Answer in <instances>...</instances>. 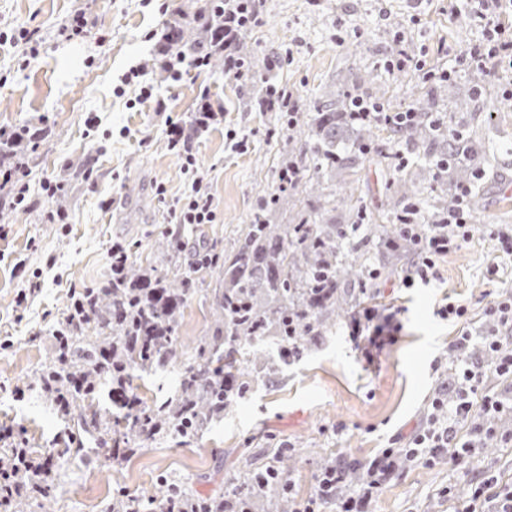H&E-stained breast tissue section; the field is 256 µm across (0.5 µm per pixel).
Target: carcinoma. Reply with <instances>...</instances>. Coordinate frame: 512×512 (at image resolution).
Masks as SVG:
<instances>
[{"mask_svg": "<svg viewBox=\"0 0 512 512\" xmlns=\"http://www.w3.org/2000/svg\"><path fill=\"white\" fill-rule=\"evenodd\" d=\"M239 3L208 0L198 12L195 26L173 27L168 53L189 59L199 46L210 51L209 67H222L230 79L270 74L275 66L269 54L257 55L245 36H239L231 51L243 63L242 70L225 64V52L211 44L212 36L224 32V10H236ZM286 87L270 79L260 88V99L277 101L276 111L288 128V155L276 169L280 187L258 206L250 222L227 241L215 239L197 261L184 263L169 245L159 244L157 256L142 267L130 261L131 246L124 244L126 256L99 288L86 289L70 298L64 317L81 319L71 332L60 323L56 343L64 362L53 361L42 368L39 379L52 389L43 390L51 407L66 405L62 418L76 428V451H85L84 442L99 443L113 437L115 447L144 448L169 438L188 444L198 433L224 413L250 386L254 376L274 371L276 361L287 362L308 352L322 337L336 330V324L361 300L377 296L375 269L398 272V264L408 253L392 220L406 215L405 201L418 210L413 215V231L424 224H439L453 203L450 187L472 180L481 168L474 146L459 140L454 124L464 120L471 98L451 101L448 130L433 127L428 115L437 111L442 95L419 97L412 103L419 113L414 122L395 130L409 146L424 150L416 165L406 172L392 171L389 157L375 160L388 171L385 195L394 205L382 213L384 224H369L355 244L349 233L361 228L363 205L355 199L357 161L375 143L381 125L373 120H355L351 111L358 99L382 101L377 93L344 91L326 95L323 106L314 112H288L281 94ZM442 159L466 155L438 180L441 193L430 201L422 197L421 172L434 169L428 153ZM346 208L344 219L350 228L336 222V208ZM375 243L388 265L374 266L368 245ZM216 276L213 288L211 334L200 339L194 361L176 371L173 393L152 403L134 392L133 381L144 374L171 366L179 340V317L193 285ZM361 285L355 294L349 283ZM276 346L278 358L263 353L261 346ZM107 395L112 411L94 409ZM294 456L280 451L265 467L246 475V492L226 499L216 494L191 497L171 484L164 501L174 512H294L288 492V470ZM365 480L357 465L345 468L336 485V496L346 498ZM143 500L123 497L106 506V512H143Z\"/></svg>", "mask_w": 512, "mask_h": 512, "instance_id": "cac0c4a2", "label": "carcinoma"}]
</instances>
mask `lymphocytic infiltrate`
<instances>
[{
    "label": "lymphocytic infiltrate",
    "instance_id": "f902f5d3",
    "mask_svg": "<svg viewBox=\"0 0 512 512\" xmlns=\"http://www.w3.org/2000/svg\"><path fill=\"white\" fill-rule=\"evenodd\" d=\"M454 13H466L482 30V39L470 44L456 57V63L474 72H485L491 66L512 64V0H454ZM167 144L182 162L191 179V190L174 201L168 210L173 224H212L217 219L214 198L203 183L191 136L178 122H168ZM472 189L460 184L454 189V203L443 219L442 227L414 236V258L402 270L399 285L412 288L429 284L436 275L437 257L448 254L471 237L469 204ZM487 331L481 341L485 352L491 353V363H476L470 359L472 336L462 332L455 343L461 369L457 374L453 398L436 397L431 402L427 422L400 447L383 449L368 460L365 469L368 481L357 495L341 500L340 512H365V506L395 471L406 464L446 463L450 470L461 474L469 485L467 499L448 498V512H478L484 504H492V512H512V488L504 489L490 471L479 468L471 439L458 433V426L469 423L474 433H481L479 416L498 415L508 407L487 386L489 376L512 379V289L496 294L486 309ZM349 337L362 355L371 347L393 340L400 329L396 313H380L365 307L351 316ZM52 457L35 459L24 464L11 460L0 462V505L15 498H33L43 494L52 470Z\"/></svg>",
    "mask_w": 512,
    "mask_h": 512
}]
</instances>
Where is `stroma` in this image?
Instances as JSON below:
<instances>
[{"mask_svg":"<svg viewBox=\"0 0 512 512\" xmlns=\"http://www.w3.org/2000/svg\"><path fill=\"white\" fill-rule=\"evenodd\" d=\"M0 0V31L16 25L37 30L40 53L0 44V127H29L27 176L31 208L0 206V425L15 439L54 458L49 496L31 500L28 512H101L119 493L161 498L163 482L192 495L241 492L245 474L264 467L277 451L297 457L290 473L296 508L311 496L320 462L333 454L363 461L424 425L441 386L456 368L448 357L462 331L480 336L485 311L503 287L512 285V256L499 252L485 227L512 225V112H498L504 87L499 71L483 75L485 92L468 117L472 134L495 157L486 175L471 237L440 257L430 284L400 288L395 278L379 283L375 301L402 310L396 339L367 364L337 330L303 357L280 364L254 381L224 419L192 444L177 439L140 449L115 463L105 447L73 455L71 423L51 410L41 392L40 370L51 362L53 332L73 291L96 288L109 273L112 240L133 243L132 258L144 263L167 236L168 200L188 193L191 181L167 148L166 119L192 124L202 102L219 117L194 140L198 162L217 205V221L177 230L191 260L195 247L230 238L249 223L262 196L272 191L273 171L288 149L279 113L251 100L250 79L227 82L221 71L184 67L172 81L159 63L153 33L167 20L191 21L202 0ZM262 23L247 41L255 53L274 50V75L298 96V108L315 111L325 91L356 88L385 91L391 107L404 108L438 87L445 97L471 92L470 73L438 83L415 71L391 74L384 63L406 50L426 64L445 66L461 48L481 39L480 28L453 14L449 0H259ZM87 8L96 30L111 32L99 44L95 32L58 37L75 9ZM141 68L158 100L137 102L124 85L130 68ZM250 107H242V99ZM245 139V152L234 150ZM63 191L47 196L45 181ZM167 189L159 199L157 185ZM65 212V223L50 214ZM40 292L26 310L17 293L33 282ZM214 279L196 288L180 320L175 366L189 364L212 322ZM468 309L464 320L440 319L439 306ZM466 481L447 465L399 469L368 512H448V485Z\"/></svg>","mask_w":512,"mask_h":512,"instance_id":"obj_1","label":"stroma"}]
</instances>
